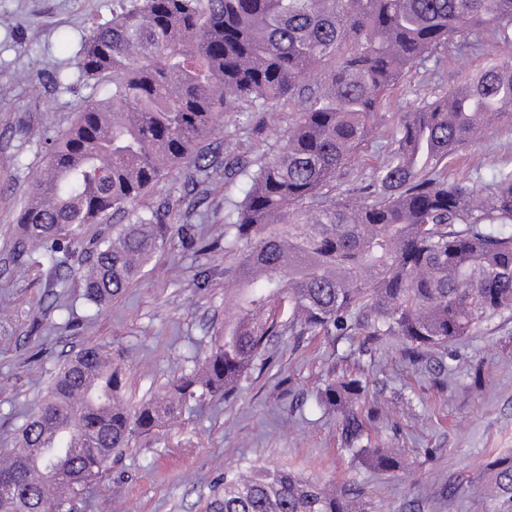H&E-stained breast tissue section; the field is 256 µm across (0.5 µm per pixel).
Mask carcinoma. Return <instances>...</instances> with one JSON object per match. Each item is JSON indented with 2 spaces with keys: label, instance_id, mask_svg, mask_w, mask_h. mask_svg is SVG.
I'll return each instance as SVG.
<instances>
[{
  "label": "carcinoma",
  "instance_id": "cac0c4a2",
  "mask_svg": "<svg viewBox=\"0 0 512 512\" xmlns=\"http://www.w3.org/2000/svg\"><path fill=\"white\" fill-rule=\"evenodd\" d=\"M475 33L511 46L512 0H119L76 62L80 77L111 81L112 94L80 104L46 147L16 255L85 224L112 225L83 259V296L106 303L178 232L170 207L143 200L176 172L186 184L222 172L224 190L241 192L224 215V275L241 295L224 337L160 399L129 406L113 363L89 401L73 404L74 388L112 351L93 344L71 357L21 428L18 447L44 452L31 466L0 468V487L13 488L0 493V512H59L91 493L113 450L192 400L230 394L276 336H399L419 360L484 321L512 319V170L472 185L444 173L489 119L512 120L511 61L404 113L365 185L338 183L405 71L440 63ZM232 103L247 127L256 110L288 106L295 117L275 143L227 166L215 141ZM315 402L339 416L360 465L403 467L402 449L362 445L372 413L362 375L330 371ZM49 420L67 429V450L44 437ZM489 472L490 491L512 498V456ZM48 481L64 487L45 497ZM359 497L287 469L236 470L211 512H363Z\"/></svg>",
  "mask_w": 512,
  "mask_h": 512
}]
</instances>
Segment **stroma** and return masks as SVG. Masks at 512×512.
<instances>
[{
    "label": "stroma",
    "mask_w": 512,
    "mask_h": 512,
    "mask_svg": "<svg viewBox=\"0 0 512 512\" xmlns=\"http://www.w3.org/2000/svg\"><path fill=\"white\" fill-rule=\"evenodd\" d=\"M117 0H0V456L16 446L28 416L66 360L102 344L124 368V392L137 403L162 395L202 360L224 330L238 294L224 275V215L235 194L217 174L199 185L159 187L146 203H169L180 232L118 298L83 297L86 250L105 224L82 226L70 240V265L51 270L46 243L24 261L14 252L16 217L39 177L45 142L65 129L81 102L109 95L112 84L77 79L76 60L94 23L112 17ZM512 49L486 41L452 49L440 69L410 68L383 100L378 125L343 172L357 187L382 162L403 113L474 78ZM291 112H259L258 133L241 130L228 108L217 142L225 159L246 157L258 139L287 130ZM512 169V124L491 120L448 161V178L490 180ZM400 337L365 344L360 336L284 335L269 346L235 394L189 403L155 433L113 453L77 512H209L224 472L287 468L329 486L362 492L366 512H512V499L488 495V463L512 455V319L482 322L471 336L413 363ZM363 372L379 414L369 443L406 451L396 472L356 465L338 438L335 415L314 394L329 370ZM454 500H447V491Z\"/></svg>",
    "instance_id": "obj_1"
}]
</instances>
